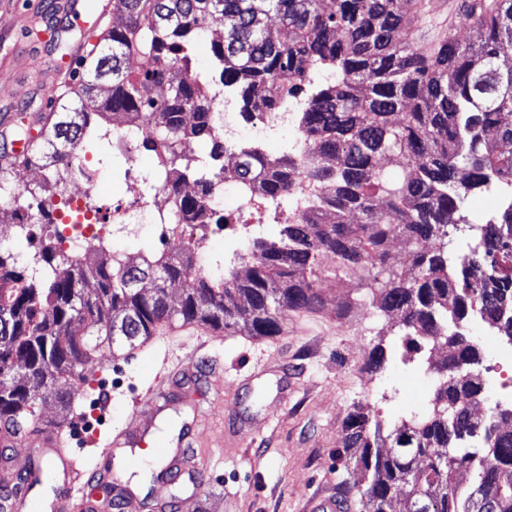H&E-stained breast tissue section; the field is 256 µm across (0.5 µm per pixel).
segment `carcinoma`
Masks as SVG:
<instances>
[{
    "instance_id": "obj_1",
    "label": "carcinoma",
    "mask_w": 512,
    "mask_h": 512,
    "mask_svg": "<svg viewBox=\"0 0 512 512\" xmlns=\"http://www.w3.org/2000/svg\"><path fill=\"white\" fill-rule=\"evenodd\" d=\"M121 27L102 31L69 89L79 104L60 105L22 166H0V194L36 163L53 173L27 189L33 223L54 224L45 196L61 188L64 153L109 145L114 122L141 117L151 128L143 146L160 154L166 183L188 182L262 198L273 218L292 221L268 238L245 224L234 231L231 257L200 260L187 242L150 250L138 265H121L98 241L81 260L61 255L53 234L35 236L23 264L0 252V428L24 433L34 423L40 389L52 386L60 411L71 408L72 378L97 364L101 350H134L158 325L182 321L254 338L279 335L290 311L323 306L326 262L350 278L376 271V308L397 316L405 351L433 380L425 408L391 426L367 405L346 421L344 448L360 449L368 480L352 490L372 512H512V403L485 398L482 350L471 325L479 319L512 344V0H453L448 19L430 0H112ZM213 67L193 68L197 44L215 25ZM422 28L424 46L401 40ZM480 28L464 39V27ZM232 91L240 111H275L292 101L294 144L278 157L238 143L224 166L207 86ZM148 85L165 87L145 98ZM209 147L186 154L182 140ZM397 163L389 176L381 160ZM319 186L301 202L291 180ZM494 190L504 204L483 224L463 213L467 198ZM179 213L208 227L229 225L202 197L182 198ZM466 236L465 260L448 239ZM408 247L415 270L394 269L390 243ZM196 268L179 299L171 283ZM94 282L95 287L86 284ZM448 350L432 361L424 352ZM385 348H373L365 370L386 369ZM468 478L463 485L457 477Z\"/></svg>"
}]
</instances>
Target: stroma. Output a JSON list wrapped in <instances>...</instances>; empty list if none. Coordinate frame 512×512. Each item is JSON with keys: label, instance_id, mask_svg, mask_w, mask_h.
Masks as SVG:
<instances>
[{"label": "stroma", "instance_id": "obj_1", "mask_svg": "<svg viewBox=\"0 0 512 512\" xmlns=\"http://www.w3.org/2000/svg\"><path fill=\"white\" fill-rule=\"evenodd\" d=\"M48 0H0L8 13L0 33V120L38 109L43 70L60 61L57 34L41 16ZM121 159L98 166L94 199L104 215L130 194ZM320 288L324 304L292 311L279 336L252 339L211 328L173 322L170 337L124 355L102 350L87 377L74 380L71 446L97 461L100 449L86 447L95 432L129 426L152 429L154 407L143 403L163 356L177 361L156 405L169 416L174 434L198 438L208 463L172 481L146 483L149 457L132 474L124 512H152L172 502L177 512H195L196 498L219 504V512H307L319 493L350 496L352 512H370L366 500L351 497L364 480L355 460L340 457L345 422L355 404L369 405L393 423L423 406L430 380L414 364L402 363L395 322L362 302L349 315L336 304L360 299L358 282L325 270ZM387 351L384 372L364 367L376 345ZM140 411H133V404Z\"/></svg>", "mask_w": 512, "mask_h": 512}]
</instances>
